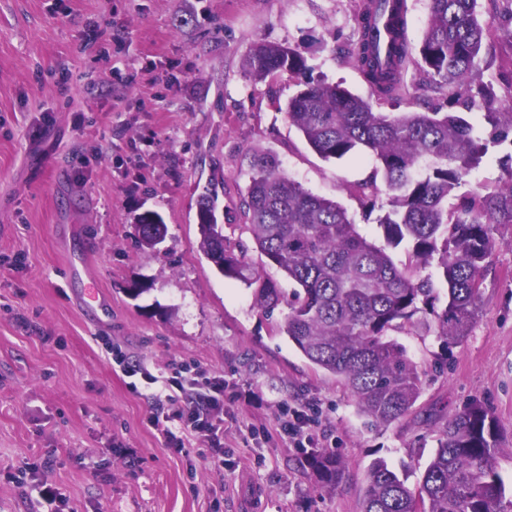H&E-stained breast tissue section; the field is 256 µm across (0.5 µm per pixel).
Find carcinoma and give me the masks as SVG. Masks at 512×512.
Wrapping results in <instances>:
<instances>
[{
  "label": "carcinoma",
  "mask_w": 512,
  "mask_h": 512,
  "mask_svg": "<svg viewBox=\"0 0 512 512\" xmlns=\"http://www.w3.org/2000/svg\"><path fill=\"white\" fill-rule=\"evenodd\" d=\"M375 0L362 4L353 63L379 99L402 89L408 43L382 53L369 24ZM493 22L483 18L478 0H430V16L420 46L422 68L436 87H453V104L472 111L468 95L477 77V58ZM245 67L255 81L307 69L297 50L256 44ZM490 139L512 132V107L501 111L484 101ZM288 122L324 160L366 151L378 167L347 190L368 212L378 206L382 175L390 210L380 216L386 245L362 237L338 203L318 196L280 169L265 152L250 156L251 180L242 209L258 252L292 283L284 290L261 278L247 260V248L230 250L229 239L211 227L216 185L198 200L200 246L224 254V276L253 288L254 306L268 319L287 313L273 330L286 336L316 368L342 383L359 412L373 425H389L414 413L422 392L417 364L391 333L418 319L447 345L469 335L482 312L483 283L495 248V231L512 224V171L492 190L460 197L448 211V196L478 168L487 151L483 138L459 112H377L339 84L308 81L285 106ZM157 212L136 217L140 243L148 228L162 224ZM407 242L411 261L400 267L387 248ZM436 265V274L426 272ZM441 423L438 446L421 481L410 487L376 460L367 470L360 512H512L496 469L498 424L481 404L449 415ZM310 465L322 483L340 484L345 465L329 454H312Z\"/></svg>",
  "instance_id": "1"
}]
</instances>
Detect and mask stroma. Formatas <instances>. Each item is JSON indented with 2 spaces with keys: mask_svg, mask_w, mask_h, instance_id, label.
Instances as JSON below:
<instances>
[{
  "mask_svg": "<svg viewBox=\"0 0 512 512\" xmlns=\"http://www.w3.org/2000/svg\"><path fill=\"white\" fill-rule=\"evenodd\" d=\"M362 0H0V512H360L368 465L383 458L416 484L439 426L480 402L498 422L496 469L512 496V224L499 225L481 317L443 347L408 327L397 340L422 372L416 416L367 427L351 394L314 370L251 289L200 248L197 201L209 180L224 233L261 277L287 287L253 249L240 203L252 150L275 153L314 194L336 201L383 244L348 185L376 162L326 161L283 106L312 77L372 99L379 112L446 105L421 68L429 0H406L405 89L376 101L353 65ZM266 42L301 52L309 76L256 82L243 62ZM473 93L512 104V26L484 42ZM512 136L489 144L461 193L498 184ZM167 232L140 246L137 214ZM98 296L82 297L87 282ZM141 295H133L134 285ZM151 372L173 361L222 378L224 457L165 445L150 389H131L113 351ZM312 417L314 449L345 465L323 487L308 457L278 433L281 405ZM56 495L48 498L44 487Z\"/></svg>",
  "mask_w": 512,
  "mask_h": 512,
  "instance_id": "obj_1",
  "label": "stroma"
}]
</instances>
